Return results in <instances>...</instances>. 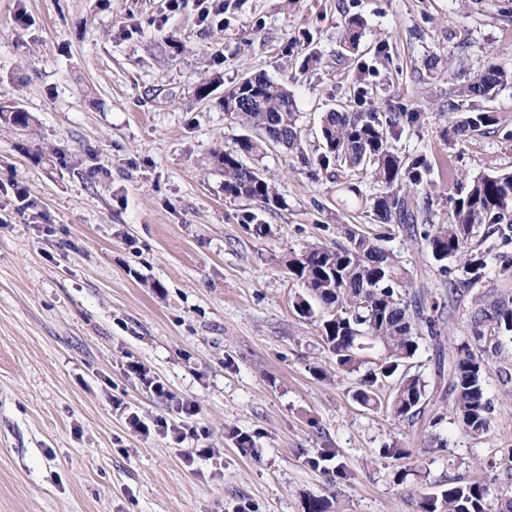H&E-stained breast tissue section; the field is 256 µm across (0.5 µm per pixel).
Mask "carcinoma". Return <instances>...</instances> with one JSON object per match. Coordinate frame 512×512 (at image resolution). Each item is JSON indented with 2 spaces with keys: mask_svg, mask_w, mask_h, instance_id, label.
<instances>
[{
  "mask_svg": "<svg viewBox=\"0 0 512 512\" xmlns=\"http://www.w3.org/2000/svg\"><path fill=\"white\" fill-rule=\"evenodd\" d=\"M364 36L363 20L345 18L341 45L357 51ZM512 83V71L495 64L470 75L461 85L463 97L487 98L496 87ZM224 110L234 119L259 131V137L245 136L236 153L214 152L224 168V193L230 197L257 200L271 209L282 204L275 186L259 173L248 174L242 158L262 154L264 143L282 145L303 153L293 94L284 83H275L264 74H253L224 91ZM401 115L393 112H340L331 109L321 118L323 152L316 162L351 171L372 170L383 187L374 206L379 222L397 225L427 252L439 273L451 276L465 288L483 283L489 276L483 253H475L471 242L484 224L501 234V242H512V172L479 174L455 204L446 224L431 219L430 188L423 184L429 166L423 157L407 163L397 156L388 134L400 125ZM0 121L26 128L30 115L0 106ZM497 112L462 114L454 130L463 135L497 126ZM338 231L346 243L338 246L312 244L284 261L288 275L300 282L317 300L313 308L300 295L294 306L298 313L315 318L321 339L331 359V370H321L322 378L355 376L359 388L356 400L374 410L385 408L394 418L415 422L430 400L421 375L411 371L422 340L438 337L432 312L437 306L420 298L406 297L408 270L383 242L395 232L371 234L357 224H345ZM485 302L471 317L473 338L490 341L499 348L502 337L512 334V294L493 288L483 295ZM489 364L475 354L469 344L454 348L450 367L452 399L448 415L475 436L490 429L492 403L487 396ZM392 384L387 400L380 388ZM488 486L480 481L448 483L432 494L420 495L418 512H512V492L489 499Z\"/></svg>",
  "mask_w": 512,
  "mask_h": 512,
  "instance_id": "1",
  "label": "carcinoma"
}]
</instances>
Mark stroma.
Masks as SVG:
<instances>
[{
    "label": "stroma",
    "mask_w": 512,
    "mask_h": 512,
    "mask_svg": "<svg viewBox=\"0 0 512 512\" xmlns=\"http://www.w3.org/2000/svg\"><path fill=\"white\" fill-rule=\"evenodd\" d=\"M198 13L197 0L175 12L164 0H0V106L32 117L0 125V512H305L313 495L330 512H417V494L451 479L512 484V340L490 360L489 432L436 419L449 402L438 359L468 335L476 290L449 295L396 232L405 290L430 292L443 336L420 346L431 402L408 424L361 406L355 377L321 379L329 353L283 266L339 242V225L385 230L369 215L382 191L371 173L311 163L327 110L423 113L389 142L426 157L436 224L472 177L512 171V84L459 93L488 64L512 70V0H224L223 14ZM354 13L366 33L351 54L339 35ZM312 46L320 62L307 68ZM260 72L287 81L303 147L248 159L282 197L271 210L225 195L212 158L250 135L224 92ZM478 110L501 124L457 139L460 113ZM137 362L195 403L182 443L127 425L131 411L175 417L131 373ZM432 432L445 451L423 452ZM394 443L411 458L383 457ZM324 448L337 456L312 467Z\"/></svg>",
    "instance_id": "obj_1"
}]
</instances>
